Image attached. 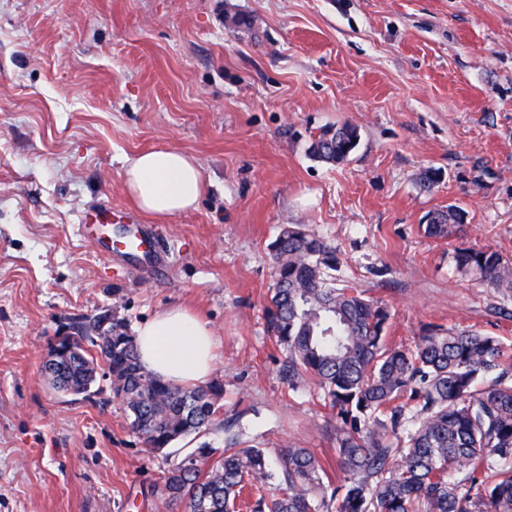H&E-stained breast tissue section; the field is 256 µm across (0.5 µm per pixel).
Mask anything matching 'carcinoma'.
<instances>
[{
    "label": "carcinoma",
    "mask_w": 512,
    "mask_h": 512,
    "mask_svg": "<svg viewBox=\"0 0 512 512\" xmlns=\"http://www.w3.org/2000/svg\"><path fill=\"white\" fill-rule=\"evenodd\" d=\"M360 140L356 125L326 128L308 147L339 164ZM465 230L454 206L428 215L424 233L445 240ZM274 286L267 332L286 351L288 385L313 382L336 410L334 481L308 448L282 447L277 465L265 449L228 440L220 455L204 444L163 476L161 491L185 512H237L243 492L254 512H512V354L494 336L431 326L412 347L387 341L391 313L382 302L337 284L342 254L299 224L270 245ZM460 272L512 294V264L491 248H456ZM76 322L81 362L53 376L59 392L81 394L88 371L112 340V394L131 433L151 453L207 429L221 387L163 381L139 360L125 322ZM95 348L86 353L84 342Z\"/></svg>",
    "instance_id": "1"
}]
</instances>
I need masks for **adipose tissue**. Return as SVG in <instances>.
Wrapping results in <instances>:
<instances>
[{"mask_svg":"<svg viewBox=\"0 0 512 512\" xmlns=\"http://www.w3.org/2000/svg\"><path fill=\"white\" fill-rule=\"evenodd\" d=\"M128 196L144 213L168 217L194 209L203 193V171L192 156L176 149L138 153L123 171ZM216 333L182 307H172L140 324L136 342L141 364L164 380L202 383L216 361Z\"/></svg>","mask_w":512,"mask_h":512,"instance_id":"adipose-tissue-1","label":"adipose tissue"}]
</instances>
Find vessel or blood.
I'll use <instances>...</instances> for the list:
<instances>
[{
    "mask_svg": "<svg viewBox=\"0 0 512 512\" xmlns=\"http://www.w3.org/2000/svg\"><path fill=\"white\" fill-rule=\"evenodd\" d=\"M111 221L112 207L110 204L102 203L85 210L78 232L82 236L91 238L105 257L119 255L129 259L137 258L143 260L153 272L164 271L165 253L158 230L141 227L128 238L114 239L104 236L100 231L101 225Z\"/></svg>",
    "mask_w": 512,
    "mask_h": 512,
    "instance_id": "1",
    "label": "vessel or blood"
}]
</instances>
